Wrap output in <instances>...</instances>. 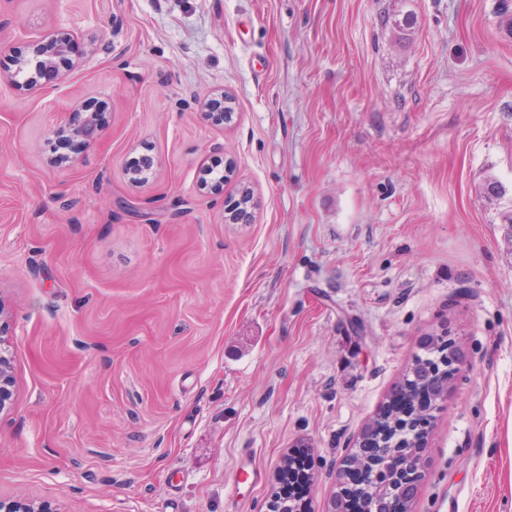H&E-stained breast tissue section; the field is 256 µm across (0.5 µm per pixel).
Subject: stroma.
<instances>
[{
  "mask_svg": "<svg viewBox=\"0 0 512 512\" xmlns=\"http://www.w3.org/2000/svg\"><path fill=\"white\" fill-rule=\"evenodd\" d=\"M499 0H0V44L76 33L66 81L0 55V497L268 512L311 449L322 512L427 336L466 362L414 512H512V37ZM413 13L408 39L392 28ZM232 126L208 119L224 93ZM88 105L90 144L56 135ZM154 169L130 183L141 157ZM237 164L256 201L206 168ZM251 452L260 484L236 469Z\"/></svg>",
  "mask_w": 512,
  "mask_h": 512,
  "instance_id": "35a3bbf8",
  "label": "stroma"
}]
</instances>
